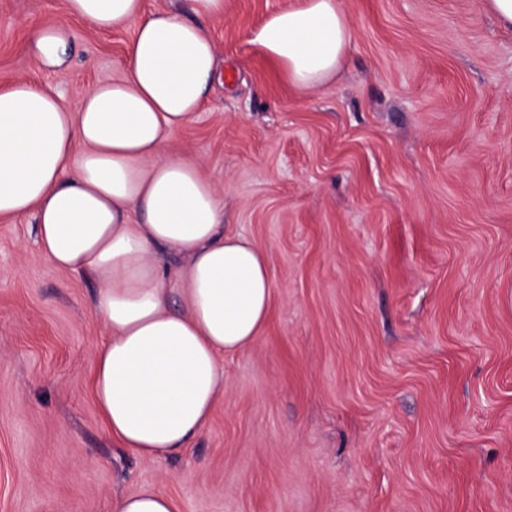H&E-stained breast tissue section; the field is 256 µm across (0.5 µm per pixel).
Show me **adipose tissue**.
<instances>
[{"mask_svg": "<svg viewBox=\"0 0 512 512\" xmlns=\"http://www.w3.org/2000/svg\"><path fill=\"white\" fill-rule=\"evenodd\" d=\"M226 0H193L144 14L143 0H66L71 16L111 31L133 26L121 78L66 100L29 81L0 87V216H33L38 254L99 283L93 306L106 336L90 387L110 437L141 460L190 446L224 398V357L254 345L272 305L266 250L226 232L218 186L168 152L174 134L218 79L203 22ZM65 25L35 28L42 68L71 57ZM249 42L298 91L331 79L351 43L338 0H299L268 16ZM184 260L169 281L161 252ZM112 512H178L146 487L113 498Z\"/></svg>", "mask_w": 512, "mask_h": 512, "instance_id": "obj_1", "label": "adipose tissue"}]
</instances>
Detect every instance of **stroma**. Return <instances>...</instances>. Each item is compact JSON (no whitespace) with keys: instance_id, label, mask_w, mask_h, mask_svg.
Listing matches in <instances>:
<instances>
[{"instance_id":"stroma-1","label":"stroma","mask_w":512,"mask_h":512,"mask_svg":"<svg viewBox=\"0 0 512 512\" xmlns=\"http://www.w3.org/2000/svg\"><path fill=\"white\" fill-rule=\"evenodd\" d=\"M294 3L226 0L219 79L171 144L273 286L190 448L112 442L88 385L99 284L0 217V512H111L145 487L179 512H512V30L486 0H339L347 55L301 93L248 42ZM57 23L74 54L48 71L27 42ZM132 35L0 0V79L70 99L123 76Z\"/></svg>"}]
</instances>
